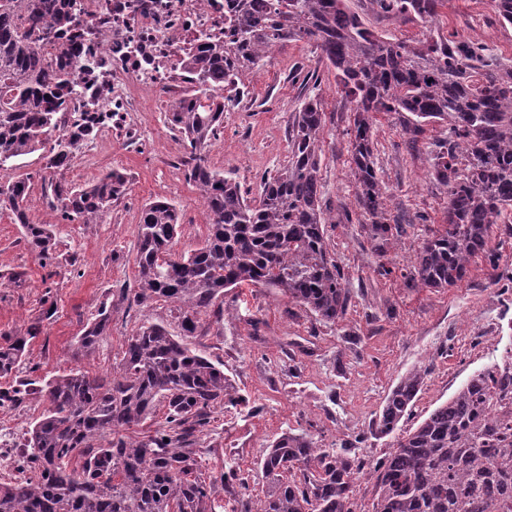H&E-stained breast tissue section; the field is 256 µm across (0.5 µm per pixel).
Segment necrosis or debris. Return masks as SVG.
<instances>
[{"mask_svg":"<svg viewBox=\"0 0 512 512\" xmlns=\"http://www.w3.org/2000/svg\"><path fill=\"white\" fill-rule=\"evenodd\" d=\"M75 25L86 63L74 72L80 92L66 106L97 119L105 142L131 137L143 92L167 94L176 59L196 34L224 30V0H79Z\"/></svg>","mask_w":512,"mask_h":512,"instance_id":"4bbe7bcc","label":"necrosis or debris"}]
</instances>
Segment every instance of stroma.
Returning <instances> with one entry per match:
<instances>
[{
  "label": "stroma",
  "mask_w": 512,
  "mask_h": 512,
  "mask_svg": "<svg viewBox=\"0 0 512 512\" xmlns=\"http://www.w3.org/2000/svg\"><path fill=\"white\" fill-rule=\"evenodd\" d=\"M350 5L383 35L410 41L426 31L415 20L377 15L369 0H350ZM435 27L512 56V26L499 22L490 0H447ZM312 70L319 74L327 116L320 179L323 202L336 218L327 230L352 305L343 321L320 324L275 290L228 288L223 323L206 326L193 339L196 348L223 362L235 391L246 400L240 412L218 415L200 438L202 468L210 476L230 468L241 471L256 499L266 490L257 465L274 438L305 432L326 446L348 441L352 456L379 461L393 440L373 435L372 422L409 370L420 366L428 374L402 425L406 431L446 402L475 370L512 347V213L492 229L489 246L500 257L498 267L478 256L454 287L405 286L402 271L411 266L422 240L444 222L445 189L430 181L429 170L430 153L446 131L428 125L413 139L397 114L377 113L376 173L391 194L392 222L407 227L401 242L387 252L396 275L378 277L374 242L360 224L344 218L345 210L355 205L346 135L353 114L344 105L334 72L318 63L313 46H280L245 78V96L224 104V122L206 150L209 165L235 177L249 198H256L262 177L288 161V123L308 95L303 78ZM167 103V96L145 94L133 142L119 140L105 148L89 144L67 173L68 181L84 186L105 170L119 169L130 183L103 223L56 228L59 251L76 254L78 263L62 266L54 278L56 318L29 346L30 360L39 365L35 379L77 365L93 374L118 369L141 313L114 310L109 335L90 354L73 356L72 344L108 289L137 286L136 225L146 204L164 197L176 205V251L197 248L206 234V209L177 166L184 149L164 120ZM19 238L18 225L8 213H0V331L24 327L36 318L46 290L45 269ZM14 273L22 274L23 287L10 284ZM253 318L265 321L260 334L251 330ZM44 407L33 395L19 408L0 412V443L21 441Z\"/></svg>",
  "instance_id": "stroma-1"
}]
</instances>
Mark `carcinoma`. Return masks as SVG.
I'll return each instance as SVG.
<instances>
[{"label": "carcinoma", "instance_id": "carcinoma-1", "mask_svg": "<svg viewBox=\"0 0 512 512\" xmlns=\"http://www.w3.org/2000/svg\"><path fill=\"white\" fill-rule=\"evenodd\" d=\"M74 0H0V212L19 225L21 242L47 279L65 262L54 220L100 224L129 180L111 169L75 187L66 178L81 145L93 136L62 111L75 94L73 66L82 42L70 34ZM350 0H224V38L202 36L182 51L177 67L186 87L165 112L184 146L185 181L208 214L200 246L178 253L176 208L147 205L137 224L138 287L108 292L74 343L75 355L95 350L112 324V303L144 313L128 339L119 370L94 376L77 366L40 386L18 376L43 322L57 313L52 286L26 329L0 334V408L27 396L47 403L21 443L9 449L13 479L0 482V512H215L217 485L244 486L235 470L208 481L198 473L199 434L213 415L240 399L224 364L189 347L207 320L224 318V289L274 288L315 321L343 320L351 305L343 267L331 251L320 165L326 126L320 94L305 98L288 132V164L261 181L259 200L214 170L205 151L224 121V93L245 94L243 77L279 45L305 42L334 70L354 112L348 130L356 220L381 256L405 233L389 223V195L376 174L374 117L395 112L404 129L448 127L431 151L430 176L446 188V224L423 240L402 277L412 288H448L488 248L493 226L512 210V59L487 47L431 31L413 42L384 37L352 11ZM378 14L431 24L443 0H370ZM512 26V0H491ZM61 42L47 60L42 41ZM40 151L49 176L50 220L34 222L25 208L33 176L13 174ZM169 306L175 328L146 311ZM426 370L415 367L389 392L375 432L393 434L409 414ZM164 407L157 419L158 407ZM81 461L71 467L73 458ZM264 497L243 495L235 512H352L354 486L374 478L373 512H512V348L474 372L415 429L395 437L383 462L366 474L346 453L319 446L306 433H285L260 461Z\"/></svg>", "mask_w": 512, "mask_h": 512}]
</instances>
